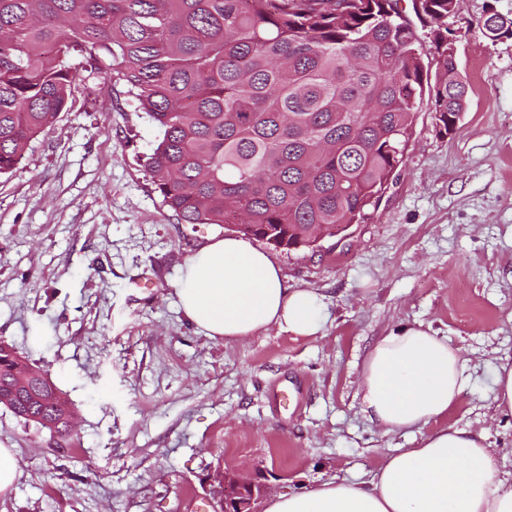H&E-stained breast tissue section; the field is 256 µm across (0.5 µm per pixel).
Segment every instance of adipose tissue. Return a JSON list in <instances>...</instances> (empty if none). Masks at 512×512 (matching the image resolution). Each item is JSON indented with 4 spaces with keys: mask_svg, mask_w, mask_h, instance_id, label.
<instances>
[{
    "mask_svg": "<svg viewBox=\"0 0 512 512\" xmlns=\"http://www.w3.org/2000/svg\"><path fill=\"white\" fill-rule=\"evenodd\" d=\"M184 317L212 339H244L278 328L322 332L323 299L289 286L247 240L213 239L186 260L175 284ZM468 377L459 349L431 326L402 323L366 356L360 409L386 433L420 431V444L389 456L366 482L335 478L272 494L264 512H512V473H500L483 435L431 429L460 400Z\"/></svg>",
    "mask_w": 512,
    "mask_h": 512,
    "instance_id": "adipose-tissue-1",
    "label": "adipose tissue"
}]
</instances>
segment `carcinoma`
I'll use <instances>...</instances> for the list:
<instances>
[{"label":"carcinoma","instance_id":"carcinoma-1","mask_svg":"<svg viewBox=\"0 0 512 512\" xmlns=\"http://www.w3.org/2000/svg\"><path fill=\"white\" fill-rule=\"evenodd\" d=\"M456 6L415 9L434 25L432 82L399 0H0V174L67 110L78 56L86 95L124 94L159 128L146 167L179 223L307 246L309 227L377 207L422 105L446 132L465 112ZM23 420L74 437L48 403Z\"/></svg>","mask_w":512,"mask_h":512}]
</instances>
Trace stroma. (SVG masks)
Instances as JSON below:
<instances>
[{
  "label": "stroma",
  "mask_w": 512,
  "mask_h": 512,
  "mask_svg": "<svg viewBox=\"0 0 512 512\" xmlns=\"http://www.w3.org/2000/svg\"><path fill=\"white\" fill-rule=\"evenodd\" d=\"M491 11L512 18V0H459L448 17L466 110L448 133L417 113L364 223L313 248L254 240L289 285L322 296L315 336L214 340L186 321L185 259L235 228L178 223L145 168L158 128L126 97L103 112L75 92L0 174V340L68 398L77 436L59 446L0 407L18 470L0 512H193L218 504V469L272 493L369 479L421 439L383 434L359 406L364 359L401 322L459 348L469 385L440 423L482 433L512 472V415L493 393L512 359V37L483 35Z\"/></svg>",
  "instance_id": "obj_1"
}]
</instances>
